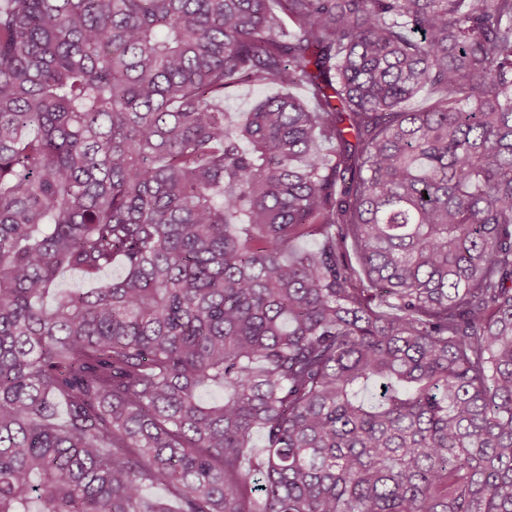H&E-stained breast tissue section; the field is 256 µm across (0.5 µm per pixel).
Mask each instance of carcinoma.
<instances>
[{
  "instance_id": "cac0c4a2",
  "label": "carcinoma",
  "mask_w": 512,
  "mask_h": 512,
  "mask_svg": "<svg viewBox=\"0 0 512 512\" xmlns=\"http://www.w3.org/2000/svg\"><path fill=\"white\" fill-rule=\"evenodd\" d=\"M0 512H512V0H0ZM277 91L273 86L244 84L230 92L224 99V110L234 119L240 118L258 100L272 95Z\"/></svg>"
}]
</instances>
